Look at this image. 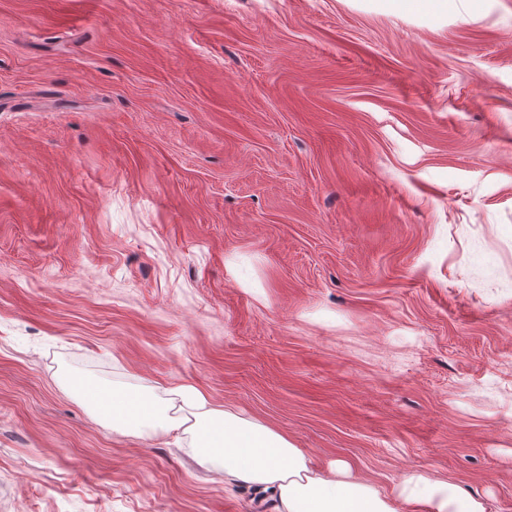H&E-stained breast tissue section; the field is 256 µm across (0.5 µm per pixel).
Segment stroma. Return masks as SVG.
Instances as JSON below:
<instances>
[{
	"label": "stroma",
	"mask_w": 512,
	"mask_h": 512,
	"mask_svg": "<svg viewBox=\"0 0 512 512\" xmlns=\"http://www.w3.org/2000/svg\"><path fill=\"white\" fill-rule=\"evenodd\" d=\"M85 382L512 512V0H0V512H272ZM78 390L91 403L100 418L112 420V430L137 438H154L180 429L187 420L170 415L171 399H164L152 388L141 394H112L84 383ZM82 392V393H81Z\"/></svg>",
	"instance_id": "35a3bbf8"
}]
</instances>
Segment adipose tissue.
I'll return each mask as SVG.
<instances>
[{"label":"adipose tissue","instance_id":"ef3b65f1","mask_svg":"<svg viewBox=\"0 0 512 512\" xmlns=\"http://www.w3.org/2000/svg\"><path fill=\"white\" fill-rule=\"evenodd\" d=\"M80 390L120 433L153 438L184 427L155 391L109 394L88 383ZM174 393L191 409L188 429L199 461L223 471L225 480L278 498L276 512H400L404 505L426 512H486L479 497L425 470L403 472L387 495L347 461L312 469L306 454L277 430L215 406L195 387L182 385Z\"/></svg>","mask_w":512,"mask_h":512}]
</instances>
